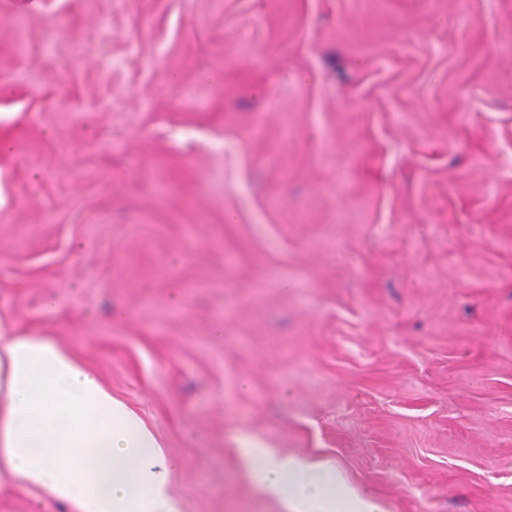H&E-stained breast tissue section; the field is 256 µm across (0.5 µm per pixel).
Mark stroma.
<instances>
[{
	"mask_svg": "<svg viewBox=\"0 0 512 512\" xmlns=\"http://www.w3.org/2000/svg\"><path fill=\"white\" fill-rule=\"evenodd\" d=\"M0 329L137 412L180 512H512V0H0ZM0 512H75L0 463ZM257 488L281 499L285 512H335L336 497L343 496L346 512H381L369 495L339 488L336 467L281 457L249 441L241 448Z\"/></svg>",
	"mask_w": 512,
	"mask_h": 512,
	"instance_id": "35a3bbf8",
	"label": "stroma"
}]
</instances>
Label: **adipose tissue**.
Wrapping results in <instances>:
<instances>
[{
  "label": "adipose tissue",
  "instance_id": "ef3b65f1",
  "mask_svg": "<svg viewBox=\"0 0 512 512\" xmlns=\"http://www.w3.org/2000/svg\"><path fill=\"white\" fill-rule=\"evenodd\" d=\"M0 462L76 512H178L161 444L89 370L38 336L0 332ZM257 488L285 512H381L339 487L334 466L282 457L256 442L242 450Z\"/></svg>",
  "mask_w": 512,
  "mask_h": 512
}]
</instances>
